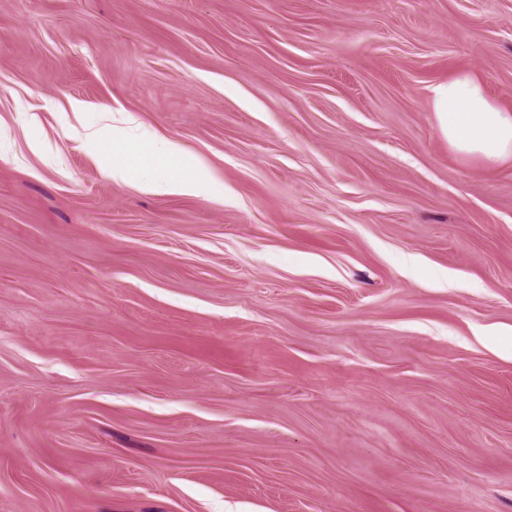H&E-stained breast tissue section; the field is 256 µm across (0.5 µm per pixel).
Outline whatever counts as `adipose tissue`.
Segmentation results:
<instances>
[{
	"mask_svg": "<svg viewBox=\"0 0 512 512\" xmlns=\"http://www.w3.org/2000/svg\"><path fill=\"white\" fill-rule=\"evenodd\" d=\"M429 102L439 132L462 159L489 168L512 161V110L499 107L477 79L461 74L437 83ZM82 135L109 147L102 172L113 181L135 180L156 195L199 196L213 180L198 157L159 135L137 137L122 125L86 129Z\"/></svg>",
	"mask_w": 512,
	"mask_h": 512,
	"instance_id": "adipose-tissue-1",
	"label": "adipose tissue"
}]
</instances>
